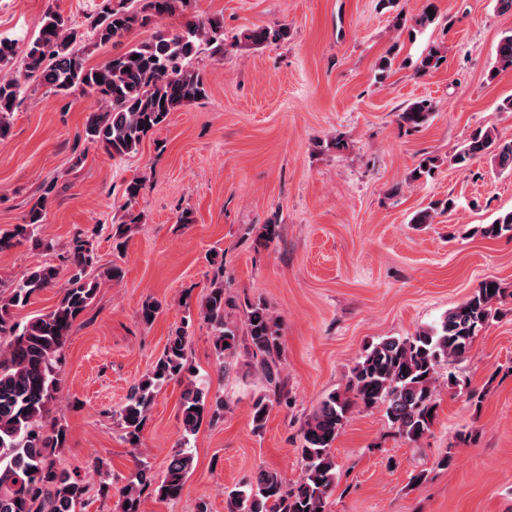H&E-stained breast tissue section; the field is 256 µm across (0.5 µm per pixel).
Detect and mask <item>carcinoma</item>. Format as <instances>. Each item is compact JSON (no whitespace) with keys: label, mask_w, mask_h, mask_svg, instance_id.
Instances as JSON below:
<instances>
[{"label":"carcinoma","mask_w":512,"mask_h":512,"mask_svg":"<svg viewBox=\"0 0 512 512\" xmlns=\"http://www.w3.org/2000/svg\"><path fill=\"white\" fill-rule=\"evenodd\" d=\"M191 0H101L88 16L86 30L58 10L48 9L37 35L19 49V40L0 37V142L12 133V117L29 87H45L66 98L75 87L95 94L98 109L89 113L83 131L85 140L99 144L112 158L138 152L150 131L182 105L206 95L199 74L187 60L206 45L214 54L224 53L222 25L217 20L189 19L179 30H159L105 63L91 66L82 43L91 38L97 45L118 43L135 29L153 21L184 12ZM287 35L283 28L248 29L243 38L253 46H264ZM443 61L441 46L429 47L419 69L428 72ZM512 69V30L502 34L496 46V74ZM102 81H97V78ZM434 107L421 99L399 114L403 126L417 129L428 123ZM492 156L501 171H512V140L502 141L490 130L471 134L454 157L466 166ZM142 183L134 179L125 189V208L130 224L140 222L134 213ZM55 185L43 193L23 217V223L0 232V251L24 241L45 247L39 228L45 222ZM476 232L497 238L512 232V211L482 224ZM62 259L70 270L60 289L55 308L24 323L13 321L12 309L26 305L32 296L57 284V268L50 264L29 269L11 283L0 281V512H77L85 504L88 486L79 469L69 468L54 458V449L64 446L66 431L47 428L45 417L59 385L68 337L76 321L94 300L98 283L88 277L96 264L89 241L77 235ZM503 292L495 280H485L459 305L451 308L434 325L411 336L386 337L369 346L351 369L345 390L328 394L315 409L302 432L301 455L305 470L293 483L265 468L239 487L227 490L228 512H326L327 500L336 487L333 445L356 408L382 406L387 419L403 438L416 442L431 429L438 408V369L466 357L482 327L497 314L495 304ZM224 278L210 283L202 305V317L210 325L213 345L225 367L238 346V330L224 318ZM189 323L177 327L167 338L162 355L140 382L130 387L125 403L116 412L124 440H136L164 383H185L180 398L184 431L192 434L203 421L211 424L224 418L226 404L208 399V392L193 374L187 359ZM280 326L262 303L248 306L245 335L252 355L259 359L267 393L252 403L253 431L265 426L273 401L282 398L280 388ZM193 457L186 449L169 459L164 476L155 481L149 465L136 459L135 469L118 487L110 474L102 473L98 493L118 495L128 503L121 512H141L142 501L154 495L176 501L184 491Z\"/></svg>","instance_id":"cac0c4a2"}]
</instances>
